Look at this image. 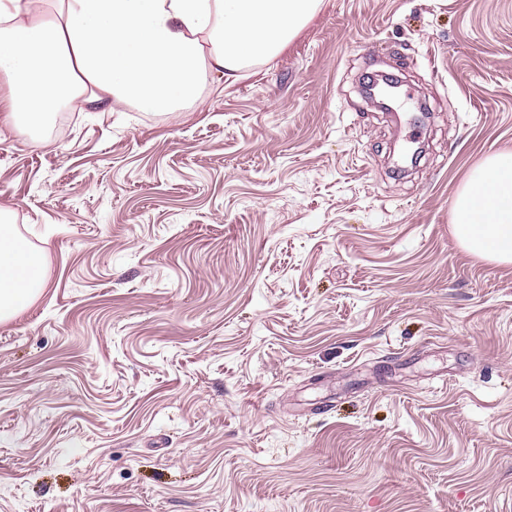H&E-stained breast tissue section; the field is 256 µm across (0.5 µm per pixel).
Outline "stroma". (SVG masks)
<instances>
[{
  "label": "stroma",
  "mask_w": 512,
  "mask_h": 512,
  "mask_svg": "<svg viewBox=\"0 0 512 512\" xmlns=\"http://www.w3.org/2000/svg\"><path fill=\"white\" fill-rule=\"evenodd\" d=\"M505 149L512 0H321L176 111L1 125L47 286L0 320V512H512V265L451 232Z\"/></svg>",
  "instance_id": "35a3bbf8"
}]
</instances>
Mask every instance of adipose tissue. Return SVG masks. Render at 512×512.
I'll return each instance as SVG.
<instances>
[{
	"instance_id": "adipose-tissue-1",
	"label": "adipose tissue",
	"mask_w": 512,
	"mask_h": 512,
	"mask_svg": "<svg viewBox=\"0 0 512 512\" xmlns=\"http://www.w3.org/2000/svg\"><path fill=\"white\" fill-rule=\"evenodd\" d=\"M320 0H0V123L40 119L60 97L77 108L134 102L166 112L196 102L209 76H236L276 54ZM452 234L470 254L512 264V150L487 157L452 203ZM43 254L0 212V320L42 292Z\"/></svg>"
}]
</instances>
